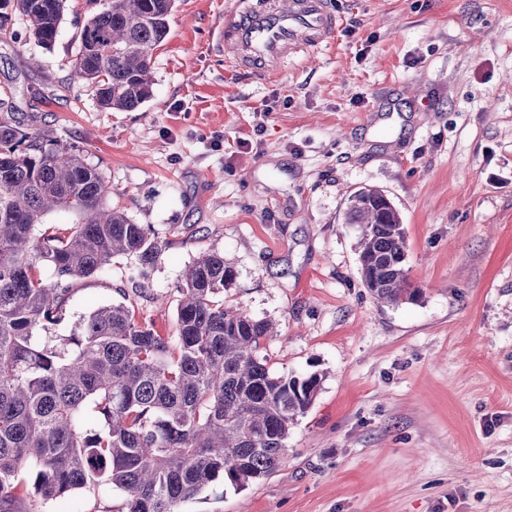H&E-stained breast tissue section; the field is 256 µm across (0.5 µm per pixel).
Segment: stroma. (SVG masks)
<instances>
[{
	"mask_svg": "<svg viewBox=\"0 0 512 512\" xmlns=\"http://www.w3.org/2000/svg\"><path fill=\"white\" fill-rule=\"evenodd\" d=\"M235 0H176L153 95L98 107L77 77L79 33L104 0H69L48 48L0 40L12 119L77 148L109 206L150 225L153 266L118 256L76 281L68 339L100 306L176 333L185 269L218 251L225 308L273 323L276 374L323 373L268 477L218 481L181 512H512V0H330L341 27L314 58L261 79L210 34ZM402 216L417 301L377 302L358 262L351 193ZM111 486L38 512H125Z\"/></svg>",
	"mask_w": 512,
	"mask_h": 512,
	"instance_id": "obj_1",
	"label": "stroma"
}]
</instances>
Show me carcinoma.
<instances>
[{"label": "carcinoma", "instance_id": "1", "mask_svg": "<svg viewBox=\"0 0 512 512\" xmlns=\"http://www.w3.org/2000/svg\"><path fill=\"white\" fill-rule=\"evenodd\" d=\"M66 2L4 0L0 35L13 34L17 15L50 46ZM174 4L111 0L83 26L76 73L100 107L132 111L151 98L153 52ZM46 141L0 116V512H15L24 470L43 500L107 484L125 495L126 512H180L218 480L242 489L270 475L322 377L275 375L257 356L272 324L215 300L234 277L224 255L203 252L189 267L174 336L121 303L80 319L72 348L45 337L74 281L116 256L152 265L161 251L150 226L106 205L110 187L80 153ZM384 198L376 188L348 198L346 223L362 225L361 280L382 303L416 301L402 218ZM54 211L77 221L44 226Z\"/></svg>", "mask_w": 512, "mask_h": 512}]
</instances>
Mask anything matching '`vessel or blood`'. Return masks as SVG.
<instances>
[{"label":"vessel or blood","mask_w":512,"mask_h":512,"mask_svg":"<svg viewBox=\"0 0 512 512\" xmlns=\"http://www.w3.org/2000/svg\"><path fill=\"white\" fill-rule=\"evenodd\" d=\"M340 25L329 0H235L212 37L225 64L272 77L295 54H318Z\"/></svg>","instance_id":"b4317fda"}]
</instances>
